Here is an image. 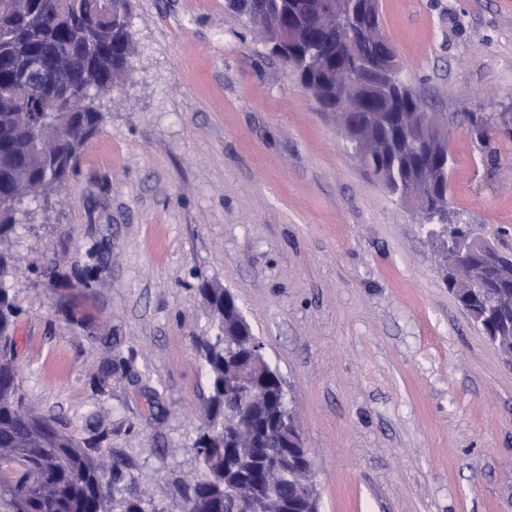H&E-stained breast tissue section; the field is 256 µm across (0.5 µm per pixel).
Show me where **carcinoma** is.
Listing matches in <instances>:
<instances>
[{"mask_svg": "<svg viewBox=\"0 0 512 512\" xmlns=\"http://www.w3.org/2000/svg\"><path fill=\"white\" fill-rule=\"evenodd\" d=\"M45 2L28 0L25 17L0 9V198L5 201L0 205V503L7 512H156L152 500L129 492L131 474L123 458L104 464L89 441L61 430L29 405L18 382L17 311L8 283L17 228L23 224L19 206L71 175L85 143L103 122L95 105L98 90L124 81L136 52L129 31L131 0H116L112 17L97 13L94 0H67L70 21L63 27L53 23ZM277 22L288 24L283 16L265 14L251 25L261 37L270 38ZM347 39V29L333 17L301 32L291 45L294 68L319 99L352 86V70L336 63V57L317 52L328 42L341 50ZM45 42L56 48L57 70L65 74L67 88L33 95L19 105L6 92ZM358 119L362 124L354 149L393 194L410 189L423 195L425 185L440 176L439 167L452 160L448 144L432 137L435 169L410 181L408 169L415 162L402 153H390L382 131L364 121L363 114ZM201 293L216 327V333L201 343L210 410L208 424L193 445L200 467L185 485L184 500L191 512H230L224 464H234L245 454L251 459L246 479L255 487L290 502L300 500L308 512H316L314 486L300 485L292 468L268 479L249 448L224 447V411L236 399L234 380L224 375V358L239 359L238 372L244 376L252 368L238 337L232 335L240 313L234 296L207 284ZM256 382L266 396L267 408L287 418L277 375L270 371Z\"/></svg>", "mask_w": 512, "mask_h": 512, "instance_id": "1", "label": "carcinoma"}]
</instances>
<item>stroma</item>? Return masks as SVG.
Masks as SVG:
<instances>
[{
    "instance_id": "obj_1",
    "label": "stroma",
    "mask_w": 512,
    "mask_h": 512,
    "mask_svg": "<svg viewBox=\"0 0 512 512\" xmlns=\"http://www.w3.org/2000/svg\"><path fill=\"white\" fill-rule=\"evenodd\" d=\"M379 14L402 79L448 119L454 223L512 252V0ZM129 22L137 52L75 174L23 203L26 401L169 512L209 410V281L288 389L320 512H512V367L449 292L428 225L225 0H133ZM114 349L132 369L99 386Z\"/></svg>"
}]
</instances>
